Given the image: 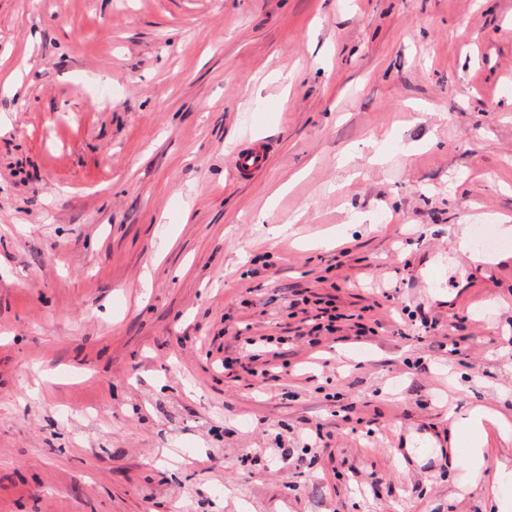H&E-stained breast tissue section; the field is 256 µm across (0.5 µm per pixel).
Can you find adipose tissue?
I'll return each instance as SVG.
<instances>
[{"instance_id":"adipose-tissue-1","label":"adipose tissue","mask_w":512,"mask_h":512,"mask_svg":"<svg viewBox=\"0 0 512 512\" xmlns=\"http://www.w3.org/2000/svg\"><path fill=\"white\" fill-rule=\"evenodd\" d=\"M450 426L454 435L464 434L470 440L462 480L470 486H477L486 465L485 450L490 433L496 431L505 438L512 436V419L499 409L481 407L465 417L452 418Z\"/></svg>"}]
</instances>
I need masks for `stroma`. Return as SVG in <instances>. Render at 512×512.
I'll list each match as a JSON object with an SVG mask.
<instances>
[{
    "mask_svg": "<svg viewBox=\"0 0 512 512\" xmlns=\"http://www.w3.org/2000/svg\"><path fill=\"white\" fill-rule=\"evenodd\" d=\"M9 77L0 512H512V438L472 488L448 421L512 412V0H0ZM309 309L311 312H315V314L311 317L308 316L309 318L303 319L302 322L311 326L308 330V335L310 337L315 333V337L309 341L311 345H317L320 343L318 336H320L321 333H325V336H333L336 332L341 331V327L336 326V322L340 318H348L351 320L354 317V315H336V306L333 305L332 302H326L325 307H303L300 309V312L302 314H309ZM288 338L284 336H271L263 335L254 337H247L245 344L251 348L252 354L249 356L251 362H260V365L248 366L245 370L253 377L259 378L264 384L274 381L278 382L282 375L283 369L288 368L287 362H282L281 365L273 364L272 360L280 359L283 352H280V345L287 344ZM271 356V359L267 357Z\"/></svg>",
    "mask_w": 512,
    "mask_h": 512,
    "instance_id": "1",
    "label": "stroma"
}]
</instances>
